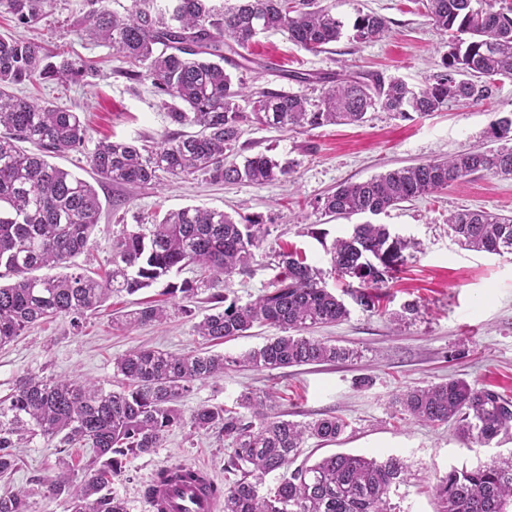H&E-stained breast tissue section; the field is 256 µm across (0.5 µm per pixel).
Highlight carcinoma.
I'll return each instance as SVG.
<instances>
[{
    "mask_svg": "<svg viewBox=\"0 0 512 512\" xmlns=\"http://www.w3.org/2000/svg\"><path fill=\"white\" fill-rule=\"evenodd\" d=\"M48 2L8 0V6L18 23L28 25L44 15ZM496 2L422 0L425 16L448 37L443 70L426 87L415 90L378 73L338 74L325 78L330 86L315 100L253 89L225 66L249 69L250 47L267 32H281L310 52L325 51L342 37L344 23L321 0H132L122 15L93 9L79 21L78 31L116 48L128 64L120 71L124 77L150 81L170 122L199 131L164 138L151 149L100 140L88 161L100 179L117 185L155 186L161 172L257 186L280 181L291 167L265 154L240 164L227 161L244 126L355 124L378 108L400 117L428 115L451 100L484 101L498 78L512 79V6L497 8ZM387 30L386 18L370 11L356 17L351 39L366 45ZM86 72L82 63L52 54L36 40L0 36V270L12 279L0 284V346L37 322L69 317L77 325L112 294L154 285L171 299L194 296L202 287L211 290L212 313L195 325L207 344L244 336L256 325L277 327L284 335L238 357L132 350L113 363L119 377L115 390L86 380L24 376L0 398V477L19 468L20 444L37 437L56 439L62 448L90 449L91 458L79 477L71 474L66 459H59L58 473L41 483L45 492L64 498L68 512H126L111 490L124 461L154 452L172 430L188 426L227 443L224 486L209 485L212 495L224 498V512H402L392 496L407 483V470L395 457L380 461L335 453L293 466L306 439H338L346 423L336 415L309 423L283 419L273 412L270 395L254 391L240 393L233 408L204 405L188 417L180 409L194 385L232 367L270 371L353 356L348 348L303 335L312 326L346 320L350 310L322 285V272L296 251L277 254L279 273L271 289L245 305L228 301L227 281L249 268L254 249L270 235L262 219L236 220L199 207L168 211L124 230L112 244L111 268L102 275H34L45 267L71 268L74 258L90 249L101 203L88 181L47 161L52 154L84 147L87 127L78 113L19 96L13 88L37 80L66 86ZM490 131L504 145L494 150L479 145L346 182L318 201L317 210L334 218L377 216L477 172L512 177V145H507L512 118L495 120ZM25 143L37 152L24 149ZM448 227L468 250L512 254V216L465 208L448 216ZM407 247L388 225L365 221L334 239L328 253L343 293L363 311L373 312ZM189 266L198 277L171 280L173 271ZM167 316V306L153 304L116 323L139 327ZM392 407L425 425L454 423L464 440L479 445L512 433V397L460 379L410 388L394 397ZM276 473L274 484H266V477ZM157 476L170 482L191 479L193 473L178 464ZM435 494L438 512H512V452L470 469L449 470L436 478ZM0 512H32L31 495L0 494Z\"/></svg>",
    "mask_w": 512,
    "mask_h": 512,
    "instance_id": "carcinoma-1",
    "label": "carcinoma"
}]
</instances>
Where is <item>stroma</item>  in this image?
Wrapping results in <instances>:
<instances>
[{"label":"stroma","instance_id":"35a3bbf8","mask_svg":"<svg viewBox=\"0 0 512 512\" xmlns=\"http://www.w3.org/2000/svg\"><path fill=\"white\" fill-rule=\"evenodd\" d=\"M325 3L345 26H352L358 13L373 11L387 19L388 30L375 43L359 45L344 37L321 53L296 47L278 33L261 34L251 48L254 62L243 73L248 85L315 96L320 84L284 78L283 70L314 76L374 71L419 89L439 72L447 46L424 16L420 0ZM88 10L87 0H54L37 24L23 26L9 14L7 0H0V35L42 40L96 68L95 74L65 87L39 81L17 88L18 94L85 116L83 150L59 155L53 162L93 183L99 195L101 215L91 250L74 260L90 271L107 268L113 240L131 225L146 223L156 212L199 206L233 216H258L270 227L249 271L230 278L229 299L244 304L261 295L274 275L268 267L271 256L279 249L301 251L322 271L327 288L341 293L328 250L334 238L349 230L350 222L321 216L318 200L344 182H361L478 143L493 146L491 123L512 114V79H502L483 103L452 102L424 117H395L378 109L368 112L360 125L288 131L245 127L236 162L264 153L292 166L289 177L268 185L168 175L156 188L114 185L99 181L87 163L99 140L153 141L178 136L182 128L170 123L160 109L150 82L137 84L121 76L125 63L116 49L79 34L76 23ZM462 208L512 215V177L477 173L441 193L375 216V223L389 225L393 234L413 243L405 252V265L386 290L381 310L369 313L354 305L347 320L308 331L309 336L355 350V358L272 371L234 368L195 386L180 405L183 414L204 404L232 405L241 392L253 389L274 392L275 411L288 420L305 423L326 414L340 416L347 427L337 442L305 440L300 460L312 463L335 453L399 458L408 476L403 512H437L436 477L512 451V440L469 446L454 424L404 422L393 418L389 408L392 395L402 390L451 379L476 381L512 397V255L462 249L448 228L449 213ZM316 227L325 230V237L313 236ZM159 292L154 286L111 296L76 328L65 318L31 326L0 347V396L9 394L26 374L87 379L110 390L116 385L113 361L130 350L202 349L194 326L210 309L203 289L191 300L190 314L176 312L142 327L113 325V317L139 309L142 302L157 299ZM410 303L418 310L408 315L404 307ZM401 313L404 323L395 324L394 316ZM18 455L20 467L0 481V491L31 490L34 512H67L64 499L41 495L38 489L42 480L56 474L59 457L80 467L89 460V449L62 453L54 443L37 438L19 448ZM226 460L224 445L214 436L177 428L162 448L131 459L113 479L112 492L124 500L127 512H151L144 491L157 469L178 463L198 466L220 484Z\"/></svg>","mask_w":512,"mask_h":512}]
</instances>
